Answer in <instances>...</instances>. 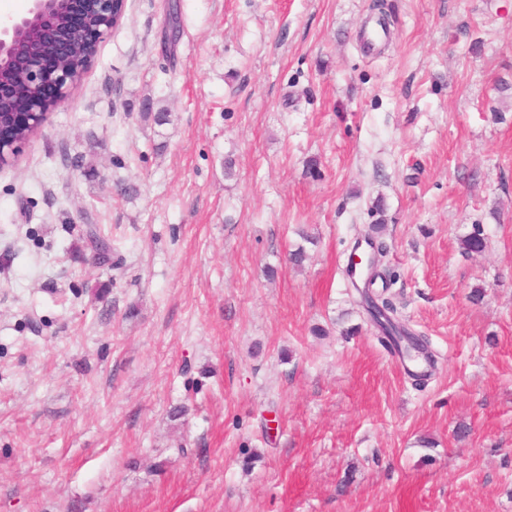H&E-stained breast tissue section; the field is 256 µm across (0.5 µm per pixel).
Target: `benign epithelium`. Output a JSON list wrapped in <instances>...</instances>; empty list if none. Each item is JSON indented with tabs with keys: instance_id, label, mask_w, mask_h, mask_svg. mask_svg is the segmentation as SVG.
<instances>
[{
	"instance_id": "obj_1",
	"label": "benign epithelium",
	"mask_w": 512,
	"mask_h": 512,
	"mask_svg": "<svg viewBox=\"0 0 512 512\" xmlns=\"http://www.w3.org/2000/svg\"><path fill=\"white\" fill-rule=\"evenodd\" d=\"M119 21L115 0H85L74 21L72 0H32L28 13L0 23V112L31 124L64 104L84 71L73 70L70 59L79 45L98 44ZM35 35L23 47L17 34L25 27Z\"/></svg>"
}]
</instances>
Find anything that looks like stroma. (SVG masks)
Returning <instances> with one entry per match:
<instances>
[{
  "label": "stroma",
  "mask_w": 512,
  "mask_h": 512,
  "mask_svg": "<svg viewBox=\"0 0 512 512\" xmlns=\"http://www.w3.org/2000/svg\"><path fill=\"white\" fill-rule=\"evenodd\" d=\"M373 3L127 0L0 169V512H512V0Z\"/></svg>",
  "instance_id": "1"
}]
</instances>
